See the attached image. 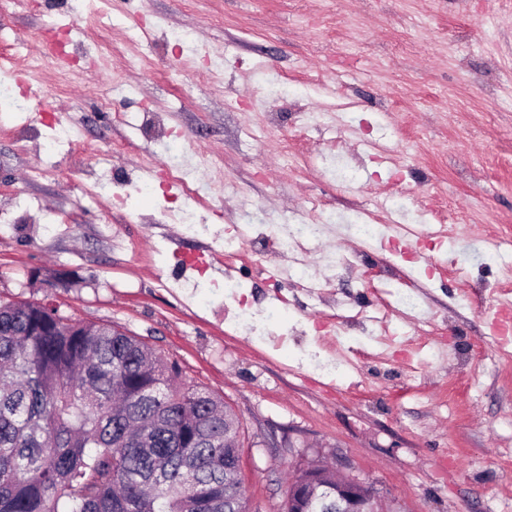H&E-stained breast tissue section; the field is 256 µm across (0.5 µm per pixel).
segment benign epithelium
I'll list each match as a JSON object with an SVG mask.
<instances>
[{
  "label": "benign epithelium",
  "instance_id": "benign-epithelium-1",
  "mask_svg": "<svg viewBox=\"0 0 512 512\" xmlns=\"http://www.w3.org/2000/svg\"><path fill=\"white\" fill-rule=\"evenodd\" d=\"M370 484L350 475L336 472V477L311 470L302 471L292 480L288 501L304 502L317 512H365Z\"/></svg>",
  "mask_w": 512,
  "mask_h": 512
}]
</instances>
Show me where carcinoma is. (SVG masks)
I'll return each mask as SVG.
<instances>
[{
  "label": "carcinoma",
  "instance_id": "1",
  "mask_svg": "<svg viewBox=\"0 0 512 512\" xmlns=\"http://www.w3.org/2000/svg\"><path fill=\"white\" fill-rule=\"evenodd\" d=\"M226 418L139 337L0 302V512H245Z\"/></svg>",
  "mask_w": 512,
  "mask_h": 512
}]
</instances>
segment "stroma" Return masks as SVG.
Returning <instances> with one entry per match:
<instances>
[{"label":"stroma","mask_w":512,"mask_h":512,"mask_svg":"<svg viewBox=\"0 0 512 512\" xmlns=\"http://www.w3.org/2000/svg\"><path fill=\"white\" fill-rule=\"evenodd\" d=\"M73 22L79 65L36 72L33 111L0 112V300L128 331L222 397L259 512H282L290 474L317 461L406 512H512V346L491 327L512 299V256L495 255L512 239V0H0V55L37 56L46 27ZM176 29L194 46L170 43ZM150 113L210 153L189 205L206 236L160 220L178 186L119 200L98 182L169 158ZM57 116L123 151L45 154ZM402 190L395 223L451 242L393 254L347 233ZM246 210L334 225L314 243L340 259L322 302L225 250ZM230 269L252 282L254 330L224 314ZM399 288L420 309L394 304ZM344 354L340 374L322 370Z\"/></svg>","instance_id":"stroma-1"}]
</instances>
